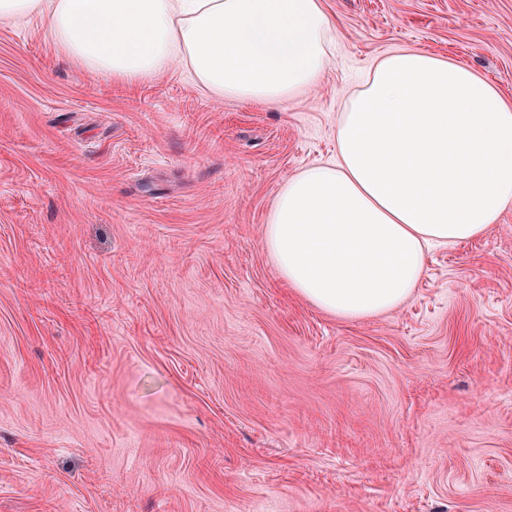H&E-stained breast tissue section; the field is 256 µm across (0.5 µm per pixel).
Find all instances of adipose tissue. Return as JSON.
Here are the masks:
<instances>
[{"label": "adipose tissue", "instance_id": "1", "mask_svg": "<svg viewBox=\"0 0 512 512\" xmlns=\"http://www.w3.org/2000/svg\"><path fill=\"white\" fill-rule=\"evenodd\" d=\"M41 15L89 71L138 83L176 66L205 93L267 106L316 88L337 38L323 0H0V20ZM336 145L283 183L262 236L282 280L333 316L396 309L430 247L480 237L512 207V104L455 62L380 58Z\"/></svg>", "mask_w": 512, "mask_h": 512}]
</instances>
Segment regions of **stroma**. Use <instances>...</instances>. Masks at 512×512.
Masks as SVG:
<instances>
[{"mask_svg":"<svg viewBox=\"0 0 512 512\" xmlns=\"http://www.w3.org/2000/svg\"><path fill=\"white\" fill-rule=\"evenodd\" d=\"M334 65L278 107L129 85L0 20V512H512V207L343 320L261 241L400 48L512 102V0H324Z\"/></svg>","mask_w":512,"mask_h":512,"instance_id":"1","label":"stroma"}]
</instances>
